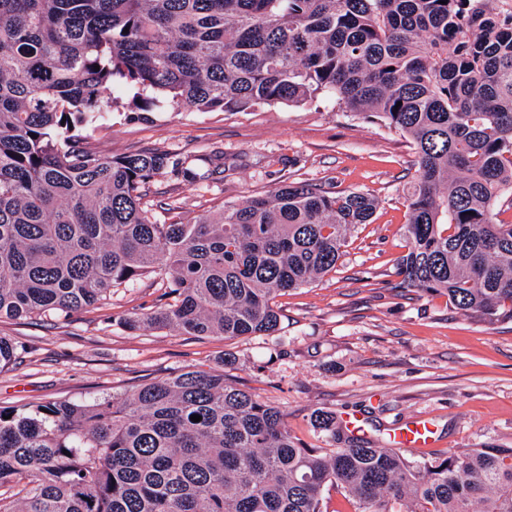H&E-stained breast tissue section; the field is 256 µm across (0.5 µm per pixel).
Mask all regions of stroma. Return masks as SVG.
<instances>
[{
    "label": "stroma",
    "mask_w": 512,
    "mask_h": 512,
    "mask_svg": "<svg viewBox=\"0 0 512 512\" xmlns=\"http://www.w3.org/2000/svg\"><path fill=\"white\" fill-rule=\"evenodd\" d=\"M92 133L105 155L157 151L166 173L150 184L158 223L171 213L195 222L292 181L374 194L372 223L359 226L336 273L278 297L279 327L232 340L175 331H132L160 290L144 278L116 288L107 305L38 324L0 319V336L21 357L0 370V406L57 399L95 400L188 369L225 370L238 385L280 407L299 442L325 447L316 416L353 412L365 439L428 421L435 454L487 445L512 447V322L488 324L454 309L446 296L401 288L405 253L402 188L415 170L402 136L320 100L237 112H133L126 103ZM235 168L190 184L180 168L201 158Z\"/></svg>",
    "instance_id": "stroma-1"
}]
</instances>
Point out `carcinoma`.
<instances>
[{
    "mask_svg": "<svg viewBox=\"0 0 512 512\" xmlns=\"http://www.w3.org/2000/svg\"><path fill=\"white\" fill-rule=\"evenodd\" d=\"M498 3L0 0V319L66 318L152 277L164 291L128 329L268 335L276 298L336 271L372 222L367 191L290 182L157 223L143 191L168 156L112 157L76 134L123 85L143 112L326 96L401 133L417 174L399 287L512 321V223L494 211L512 188V11ZM203 163L184 180L209 178ZM17 358L0 336V369ZM317 423L328 448L298 442L283 410L222 370L0 406V512H323L328 487L356 512H512V448L418 462L342 442L331 413Z\"/></svg>",
    "mask_w": 512,
    "mask_h": 512,
    "instance_id": "cac0c4a2",
    "label": "carcinoma"
}]
</instances>
